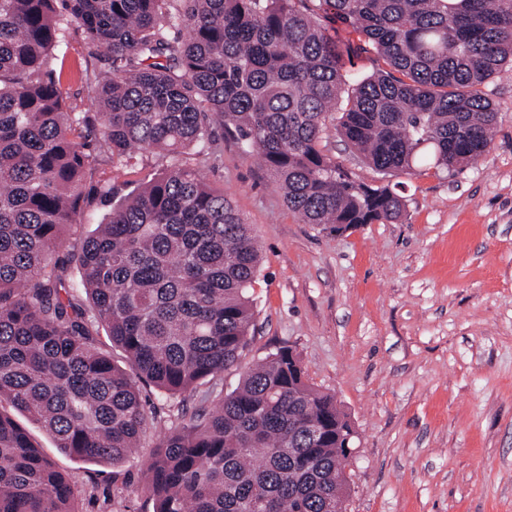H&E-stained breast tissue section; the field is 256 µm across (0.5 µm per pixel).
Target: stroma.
<instances>
[{"label":"stroma","mask_w":512,"mask_h":512,"mask_svg":"<svg viewBox=\"0 0 512 512\" xmlns=\"http://www.w3.org/2000/svg\"><path fill=\"white\" fill-rule=\"evenodd\" d=\"M484 92L497 113L488 153L456 172L393 176L405 200L394 224L343 234L303 223L259 164L223 129L199 171L251 224L263 261L251 294L256 326L223 393L279 347L335 395L356 431L347 512H512V70ZM92 188L66 233L73 251L112 210ZM143 398L154 426L120 470L57 452L80 512H153L143 464L177 409Z\"/></svg>","instance_id":"obj_1"}]
</instances>
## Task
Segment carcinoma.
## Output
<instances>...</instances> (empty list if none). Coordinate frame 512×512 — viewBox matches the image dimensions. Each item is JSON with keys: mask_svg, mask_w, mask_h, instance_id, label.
Returning a JSON list of instances; mask_svg holds the SVG:
<instances>
[{"mask_svg": "<svg viewBox=\"0 0 512 512\" xmlns=\"http://www.w3.org/2000/svg\"><path fill=\"white\" fill-rule=\"evenodd\" d=\"M331 15L358 43L329 34ZM70 22L97 61V112L66 101L74 71L57 51ZM356 54L386 68L351 72ZM507 65L512 0H0V512H78L14 415L59 452L116 467L153 424L147 387L184 420L145 469L154 512H336L355 431L291 348L231 393L206 391L213 407L182 408L249 344L262 262L251 225L182 155L207 161L220 126L303 223H395L405 203L385 179L490 149L483 87ZM332 133L379 183L336 163ZM149 153L173 163L112 203L68 263L53 261L87 180L105 188ZM101 326L125 365L97 346Z\"/></svg>", "mask_w": 512, "mask_h": 512, "instance_id": "carcinoma-1", "label": "carcinoma"}]
</instances>
